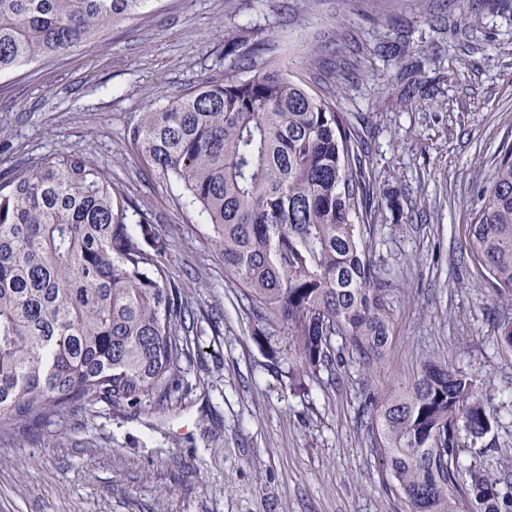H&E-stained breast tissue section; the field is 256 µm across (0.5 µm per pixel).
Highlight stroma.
<instances>
[{"mask_svg":"<svg viewBox=\"0 0 512 512\" xmlns=\"http://www.w3.org/2000/svg\"><path fill=\"white\" fill-rule=\"evenodd\" d=\"M260 30L267 59L327 97L368 146L369 256L386 279L384 354L321 369L293 393L253 336L206 224L127 133L146 107L227 70L225 34ZM512 145V0H159L133 22L0 76V172L75 154L111 177L167 244L194 313L170 401H94L0 429V512H403L376 453L371 398L423 365L476 376L496 412L461 436L462 466L512 483V325L466 246L477 197Z\"/></svg>","mask_w":512,"mask_h":512,"instance_id":"obj_1","label":"stroma"}]
</instances>
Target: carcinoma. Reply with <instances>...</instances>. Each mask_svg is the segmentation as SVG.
<instances>
[{"mask_svg": "<svg viewBox=\"0 0 512 512\" xmlns=\"http://www.w3.org/2000/svg\"><path fill=\"white\" fill-rule=\"evenodd\" d=\"M150 0H0V75L63 55L140 15ZM235 45L265 50L254 29ZM129 139L208 224L224 272L242 288L255 335L279 344L304 387L336 361L391 335L387 284L366 255L373 188L365 146L329 100L280 66L149 106ZM85 159L62 155L0 177V425L22 430L90 401L135 408L179 391L191 310L164 264L167 243ZM472 257L512 302V145L501 151L469 224ZM278 328V334L269 327ZM477 380L428 363L374 404L377 453L405 512H512L500 479L459 478L460 433L494 413Z\"/></svg>", "mask_w": 512, "mask_h": 512, "instance_id": "cac0c4a2", "label": "carcinoma"}]
</instances>
